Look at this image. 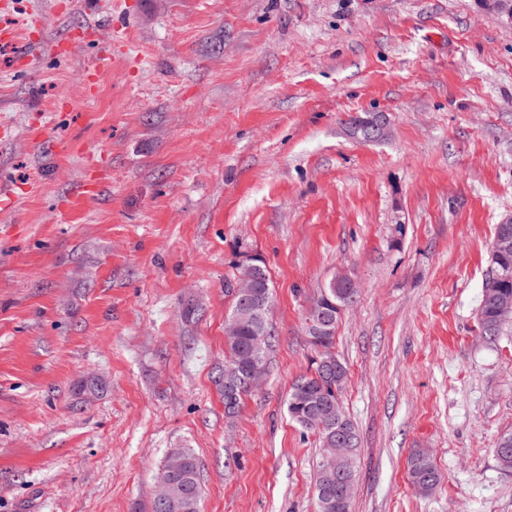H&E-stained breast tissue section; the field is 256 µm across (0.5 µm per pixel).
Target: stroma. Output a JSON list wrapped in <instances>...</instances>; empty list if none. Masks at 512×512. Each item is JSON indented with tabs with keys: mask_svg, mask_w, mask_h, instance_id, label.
Listing matches in <instances>:
<instances>
[{
	"mask_svg": "<svg viewBox=\"0 0 512 512\" xmlns=\"http://www.w3.org/2000/svg\"><path fill=\"white\" fill-rule=\"evenodd\" d=\"M0 29V512H150L176 448L200 512H316L318 438L286 402L338 272L351 512H512V335L478 319L512 217V22L478 0H0ZM357 112L387 136L353 138ZM249 255L273 339L230 419ZM408 476L414 489L420 493H430L441 483V475L435 467L431 455L425 450H415L408 459Z\"/></svg>",
	"mask_w": 512,
	"mask_h": 512,
	"instance_id": "35a3bbf8",
	"label": "stroma"
}]
</instances>
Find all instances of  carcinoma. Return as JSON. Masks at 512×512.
<instances>
[{
    "label": "carcinoma",
    "mask_w": 512,
    "mask_h": 512,
    "mask_svg": "<svg viewBox=\"0 0 512 512\" xmlns=\"http://www.w3.org/2000/svg\"><path fill=\"white\" fill-rule=\"evenodd\" d=\"M375 115L364 112L352 116L348 120L349 132L363 137L371 125ZM490 272L485 278L482 298L479 306V324L482 333L489 337L502 334L505 326L512 327V315L505 320L499 314L498 295L512 294V219H505L496 225L490 246ZM357 289L348 285V279L335 275L326 288L316 298L315 305L329 313L334 321H339L341 312L354 303ZM337 325H332L330 331L311 342L317 350L318 357L312 363L310 372L299 376L292 384L287 400V412L292 421L306 431L317 433L322 451L336 447L335 439L331 438L327 429H321L311 421L310 410L316 404L330 408L331 418H340L346 428L356 432L353 422L346 415L341 402L347 369L332 351L336 338ZM227 355L224 364L242 362L253 359L259 366L267 367L266 353L269 337L258 338L254 326L242 322L239 335L226 340ZM187 463V480L196 489V498H201V482L197 457L191 448L181 449ZM408 476L413 487L420 493H430L441 483V475L435 467L431 455L424 450L412 452L408 459ZM324 476L316 472L315 496L317 512H351V497L349 491L337 490L332 506L325 507L321 499V485Z\"/></svg>",
    "instance_id": "carcinoma-1"
}]
</instances>
